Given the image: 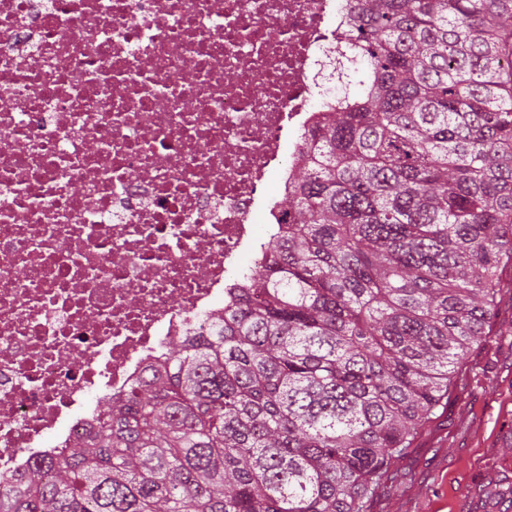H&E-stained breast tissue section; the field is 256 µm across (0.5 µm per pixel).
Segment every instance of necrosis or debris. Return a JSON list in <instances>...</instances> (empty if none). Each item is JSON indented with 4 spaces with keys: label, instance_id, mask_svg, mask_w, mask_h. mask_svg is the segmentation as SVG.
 Segmentation results:
<instances>
[{
    "label": "necrosis or debris",
    "instance_id": "4bbe7bcc",
    "mask_svg": "<svg viewBox=\"0 0 512 512\" xmlns=\"http://www.w3.org/2000/svg\"><path fill=\"white\" fill-rule=\"evenodd\" d=\"M346 0H0V472L88 435L289 218ZM84 348L86 358L72 361Z\"/></svg>",
    "mask_w": 512,
    "mask_h": 512
}]
</instances>
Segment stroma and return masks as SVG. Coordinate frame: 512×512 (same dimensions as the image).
Listing matches in <instances>:
<instances>
[{"mask_svg": "<svg viewBox=\"0 0 512 512\" xmlns=\"http://www.w3.org/2000/svg\"><path fill=\"white\" fill-rule=\"evenodd\" d=\"M368 512H512V299Z\"/></svg>", "mask_w": 512, "mask_h": 512, "instance_id": "stroma-1", "label": "stroma"}]
</instances>
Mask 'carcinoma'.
I'll return each mask as SVG.
<instances>
[{"mask_svg": "<svg viewBox=\"0 0 512 512\" xmlns=\"http://www.w3.org/2000/svg\"><path fill=\"white\" fill-rule=\"evenodd\" d=\"M349 20L291 223L0 512H367L512 291V0Z\"/></svg>", "mask_w": 512, "mask_h": 512, "instance_id": "cac0c4a2", "label": "carcinoma"}]
</instances>
